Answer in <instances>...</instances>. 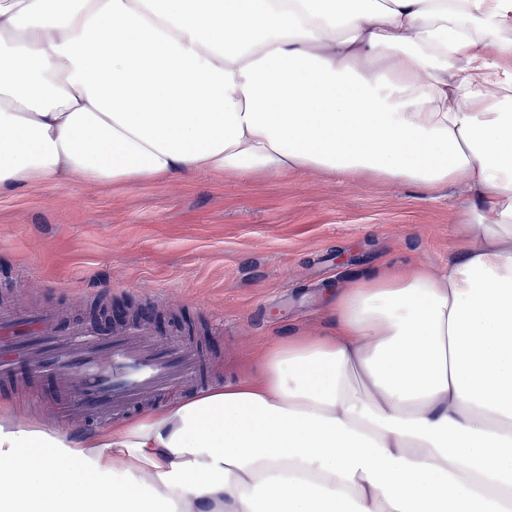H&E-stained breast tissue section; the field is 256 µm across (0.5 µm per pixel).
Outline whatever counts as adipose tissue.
Instances as JSON below:
<instances>
[{
  "label": "adipose tissue",
  "mask_w": 512,
  "mask_h": 512,
  "mask_svg": "<svg viewBox=\"0 0 512 512\" xmlns=\"http://www.w3.org/2000/svg\"><path fill=\"white\" fill-rule=\"evenodd\" d=\"M305 172L478 204L233 384L0 411V512H512V0H0V193Z\"/></svg>",
  "instance_id": "obj_1"
}]
</instances>
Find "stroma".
Masks as SVG:
<instances>
[{"label":"stroma","mask_w":512,"mask_h":512,"mask_svg":"<svg viewBox=\"0 0 512 512\" xmlns=\"http://www.w3.org/2000/svg\"><path fill=\"white\" fill-rule=\"evenodd\" d=\"M475 198L458 186L317 173L103 189L84 183L0 195V305L146 308L161 338L204 351L207 386L235 382L255 350L322 333L329 290L383 262L447 265ZM0 407L35 420L51 389L22 379Z\"/></svg>","instance_id":"1"}]
</instances>
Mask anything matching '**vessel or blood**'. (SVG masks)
I'll return each instance as SVG.
<instances>
[{
	"mask_svg": "<svg viewBox=\"0 0 512 512\" xmlns=\"http://www.w3.org/2000/svg\"><path fill=\"white\" fill-rule=\"evenodd\" d=\"M198 351L158 338L147 320L120 327L63 324L54 309L0 310V381L19 373L49 379L52 412L68 421L104 423L147 407L169 389L193 383Z\"/></svg>",
	"mask_w": 512,
	"mask_h": 512,
	"instance_id": "1",
	"label": "vessel or blood"
}]
</instances>
